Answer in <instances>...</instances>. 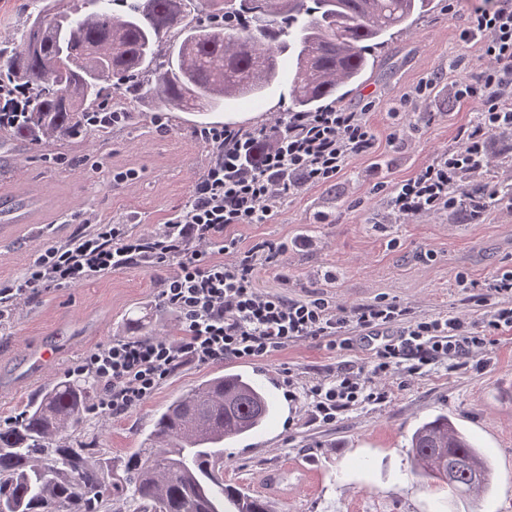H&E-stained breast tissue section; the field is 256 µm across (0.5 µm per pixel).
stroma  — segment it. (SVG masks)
Instances as JSON below:
<instances>
[{
  "instance_id": "stroma-1",
  "label": "stroma",
  "mask_w": 512,
  "mask_h": 512,
  "mask_svg": "<svg viewBox=\"0 0 512 512\" xmlns=\"http://www.w3.org/2000/svg\"><path fill=\"white\" fill-rule=\"evenodd\" d=\"M470 8L463 0L452 13L448 0H433L427 14L397 27L377 50L374 71L343 103L364 113L375 138L370 153L351 158L332 181L288 196L267 223L232 228L243 247L266 240L286 246L275 266L258 269L256 288L320 296L348 310L384 298L418 316L445 313L469 323L484 317L480 284L512 268V211L469 224L445 211L403 220L387 206L392 188L451 147L459 127L474 117V104L454 95L479 65L478 43L462 40ZM421 86L426 92L419 97ZM290 105L276 89L258 103H232L209 120L257 127ZM194 125V114H162L151 105L100 137L39 149L21 138L0 139V192H36L45 200L36 225L0 234V288L87 225L114 222L140 232L164 223L211 159ZM165 276L134 262L18 302L0 321V424L87 351L115 337L135 338L129 317L142 318L157 335H177L175 316L158 306ZM462 278L468 287H459ZM43 347L58 356L31 376L28 356ZM370 358L364 343L339 353L305 340L268 359L189 365L126 414L106 420L89 414L76 437L109 456L128 457L175 396L214 373L246 371L278 409L259 433L225 448L224 482L265 499L272 512H512V333L498 336L486 368L470 358L421 376L393 372L377 381L382 402L343 411L329 425L316 421L304 400L288 396V377L322 378L342 363L361 366ZM437 413L457 422L492 463L491 489L479 503L412 470L413 429ZM274 470L287 479L276 491L265 484Z\"/></svg>"
}]
</instances>
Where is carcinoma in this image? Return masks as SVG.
I'll return each instance as SVG.
<instances>
[{"mask_svg":"<svg viewBox=\"0 0 512 512\" xmlns=\"http://www.w3.org/2000/svg\"><path fill=\"white\" fill-rule=\"evenodd\" d=\"M432 0H32L0 72L31 92L20 121L0 124L35 148L112 129L108 74L124 97L204 115L228 100L259 101L287 85L293 112H319L373 69L371 51ZM88 379H60L0 426V512H269L224 485V445L276 412L242 372L213 376L163 408L138 452L105 457L72 441L96 397ZM415 473L467 498L490 490L491 462L447 414L411 435Z\"/></svg>","mask_w":512,"mask_h":512,"instance_id":"obj_1","label":"carcinoma"}]
</instances>
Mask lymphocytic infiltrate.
I'll use <instances>...</instances> for the list:
<instances>
[{
	"label": "lymphocytic infiltrate",
	"mask_w": 512,
	"mask_h": 512,
	"mask_svg": "<svg viewBox=\"0 0 512 512\" xmlns=\"http://www.w3.org/2000/svg\"><path fill=\"white\" fill-rule=\"evenodd\" d=\"M465 35L479 42L482 63L457 96L475 102L477 114L459 128L454 146L392 189L388 206L397 216L458 209L473 223L492 211L512 210V194L472 191L492 162L494 136L512 134V0H484ZM197 136L213 158L195 180L188 203L165 223L139 233L124 224L95 225L90 233L46 249L10 287L0 289L2 319L18 301L134 261L168 268L159 302L175 315L179 335L113 339L70 369L97 384L101 415L139 407L186 365L268 358L308 339L340 351L359 340L373 342L370 368L345 364L333 376L301 384L316 419L331 424L342 409L382 400L373 378L397 369L415 375L429 365L485 355L496 335L512 332V268L487 281L481 298L487 313L480 326L447 314L420 319L383 299L340 312L322 297L294 299L255 287L258 268L276 260L283 248L262 241L241 249L229 228L267 223L284 196L329 181L351 157L369 153L374 137L362 113L330 106L287 112L250 130L213 126Z\"/></svg>",
	"instance_id": "obj_1"
}]
</instances>
